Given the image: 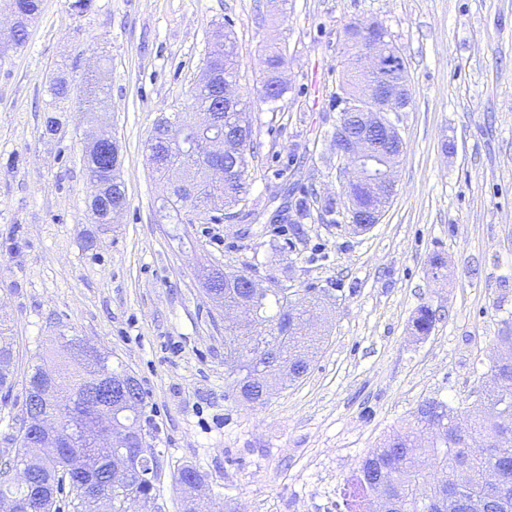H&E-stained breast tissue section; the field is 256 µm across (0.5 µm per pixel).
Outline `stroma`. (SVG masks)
<instances>
[{
    "mask_svg": "<svg viewBox=\"0 0 512 512\" xmlns=\"http://www.w3.org/2000/svg\"><path fill=\"white\" fill-rule=\"evenodd\" d=\"M70 3L42 0L25 44L0 62V320L18 381L0 391V461L15 452L20 383L62 330L140 381L159 512H181L185 465L234 512H327L419 403L472 405L512 312V0H288L283 15L269 0H92L81 14ZM371 21L407 60L411 104L398 191L360 232L343 214L332 98L346 26ZM220 27L250 105L249 191L234 220L211 212L178 240L146 146L161 117L191 113ZM272 44L288 59L274 105L259 95ZM62 69L74 94L93 70L108 91L128 204L107 233L88 212L85 114L49 107ZM291 189L310 218L274 222ZM214 265L318 303L307 374L265 404L232 389L224 315L204 288ZM423 305L436 313L426 336L413 327Z\"/></svg>",
    "mask_w": 512,
    "mask_h": 512,
    "instance_id": "obj_1",
    "label": "stroma"
}]
</instances>
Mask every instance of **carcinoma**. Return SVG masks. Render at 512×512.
Instances as JSON below:
<instances>
[{"mask_svg":"<svg viewBox=\"0 0 512 512\" xmlns=\"http://www.w3.org/2000/svg\"><path fill=\"white\" fill-rule=\"evenodd\" d=\"M0 7L15 14L11 36L0 41L2 59L25 43L28 27L38 18L40 0H0ZM283 64L285 53L279 49L270 51L259 90L261 98L270 104L278 102L287 90L278 80ZM238 66L233 39L226 35L217 40L206 63L212 81L196 86L192 93L193 109L198 113H213L215 122L202 126L176 114L166 123L157 122V126H165L168 146L158 152L147 146L149 164L160 177H165L172 167L183 171L185 187L176 188L170 182L163 184L162 208L173 211V219L178 224L191 223L189 219H182L184 209L200 215L219 206L230 208L247 191L251 118L240 101L232 110H222L224 80L237 78ZM371 78L373 74L356 66L354 73H344L340 89L343 94L355 97ZM48 91L58 104L72 101V86L62 75L50 82ZM106 102L105 87L97 74L89 73L82 98L85 111L98 112ZM216 136L230 141L232 150L224 153V167L212 170L205 159L203 142ZM85 156L88 180L99 190V196L88 204L92 221L110 224L112 208L127 205L124 183L119 170L100 164L98 147L87 145ZM346 196L361 211L385 208L386 197L369 184L348 186ZM220 301L228 310L241 305L251 309V333L240 335L235 326H225L228 333L225 363L234 376L238 396L252 405L263 404L271 395V391L261 386L265 372L285 358L296 360L291 374L287 375L291 382L308 369L319 345V339L307 333L312 306L292 300L284 288L253 294L241 287L240 274L230 271L224 272ZM435 317L430 307L421 306L414 318L415 331L421 336L428 335ZM500 324L490 379L503 381L502 389H487L463 423L458 412L444 401L428 399L420 403L411 420L393 430L345 480L339 497L332 504L334 512H469L474 499L483 501L485 512H512V426L501 422L503 418H512V314L502 318ZM11 333L12 329L1 321L0 389L7 391L14 384ZM71 358L75 371L64 398L73 404L80 424L95 427L99 423V409L86 396L88 364L74 354ZM62 371L61 363L43 361L35 365L25 380L26 396L44 387ZM21 453L24 466L19 469L14 468L11 458L0 463V499H13L20 512H56L63 505L78 512L75 506L78 496L95 495L109 487L112 488V512H132V504L123 500L122 489L110 486L114 479L113 447L87 439L74 444L62 437L52 455L43 454L34 445L22 448ZM424 456L441 470L460 472L461 484L448 487L430 483L420 464ZM490 473H500L504 478L494 495L487 494L486 477ZM182 512L232 510L228 505L218 510L213 502L199 495L183 500Z\"/></svg>","mask_w":512,"mask_h":512,"instance_id":"cac0c4a2","label":"carcinoma"}]
</instances>
